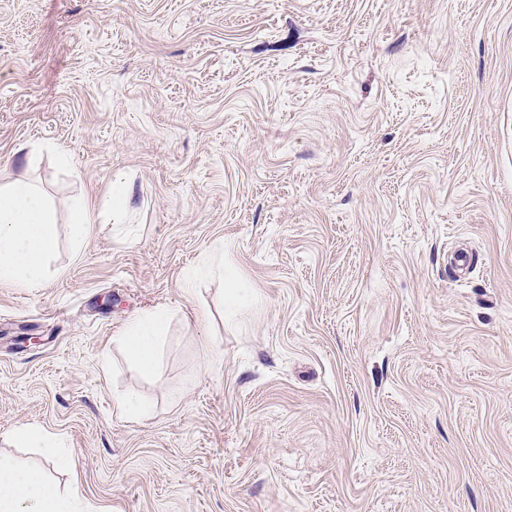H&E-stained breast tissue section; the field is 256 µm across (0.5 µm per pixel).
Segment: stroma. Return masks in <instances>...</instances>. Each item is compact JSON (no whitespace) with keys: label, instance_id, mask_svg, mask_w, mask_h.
Instances as JSON below:
<instances>
[{"label":"stroma","instance_id":"1","mask_svg":"<svg viewBox=\"0 0 512 512\" xmlns=\"http://www.w3.org/2000/svg\"><path fill=\"white\" fill-rule=\"evenodd\" d=\"M18 180L59 250L0 283V453L56 434L92 512H512V0H0ZM219 247L241 323L179 289ZM155 308L145 380L118 334ZM103 214L80 202L72 207L70 212V224L72 226L75 249H78L85 237L90 233L94 224H98ZM217 270L224 273V279L229 288L225 293L224 313L228 319L243 321L249 312L259 303L255 293L250 288L239 285L237 268L230 264L224 266V250L218 249L216 255L204 263L200 271L210 272ZM115 409L128 418H138L148 413L149 407L136 392L122 393L114 399Z\"/></svg>","mask_w":512,"mask_h":512}]
</instances>
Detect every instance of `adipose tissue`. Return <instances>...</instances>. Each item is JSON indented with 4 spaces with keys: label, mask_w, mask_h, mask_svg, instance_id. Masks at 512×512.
Wrapping results in <instances>:
<instances>
[{
    "label": "adipose tissue",
    "mask_w": 512,
    "mask_h": 512,
    "mask_svg": "<svg viewBox=\"0 0 512 512\" xmlns=\"http://www.w3.org/2000/svg\"><path fill=\"white\" fill-rule=\"evenodd\" d=\"M53 218L46 197L28 183L0 186V283L20 288L41 287L48 258L57 247ZM204 271L223 273L228 289L224 313L241 321L259 303L255 293L240 287L235 266L225 263L223 253L205 262ZM169 321L164 309L131 318L121 332L120 344L142 375H153L158 352ZM89 505L79 488L60 492L42 470L0 454V512H87Z\"/></svg>",
    "instance_id": "1"
}]
</instances>
